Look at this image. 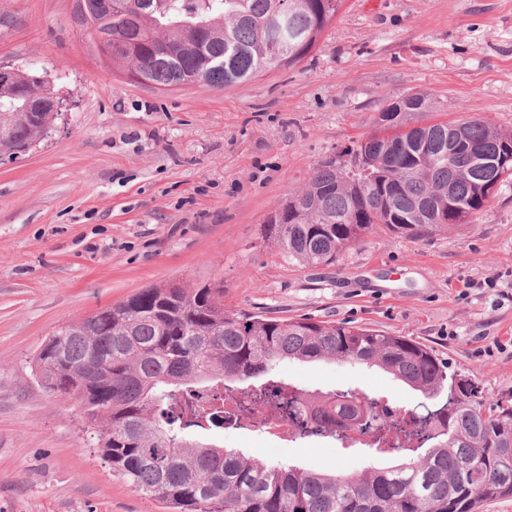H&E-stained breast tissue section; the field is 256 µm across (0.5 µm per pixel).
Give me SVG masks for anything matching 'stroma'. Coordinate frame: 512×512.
<instances>
[{
	"instance_id": "stroma-1",
	"label": "stroma",
	"mask_w": 512,
	"mask_h": 512,
	"mask_svg": "<svg viewBox=\"0 0 512 512\" xmlns=\"http://www.w3.org/2000/svg\"><path fill=\"white\" fill-rule=\"evenodd\" d=\"M0 65L47 73L62 102L48 135L0 164V512H168L113 473L75 401L32 371L58 328L150 285L220 278L228 307L406 336L488 398L512 394V181L470 223L416 241L380 230L332 266L286 263L261 239L318 162L378 131L399 95L430 96L421 123L487 115L512 129V0H345L297 66L165 92L113 73L75 0H0ZM280 372L395 409L424 401L344 362ZM209 439L326 473L395 460L250 425Z\"/></svg>"
}]
</instances>
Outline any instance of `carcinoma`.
Returning a JSON list of instances; mask_svg holds the SVG:
<instances>
[{
  "label": "carcinoma",
  "mask_w": 512,
  "mask_h": 512,
  "mask_svg": "<svg viewBox=\"0 0 512 512\" xmlns=\"http://www.w3.org/2000/svg\"><path fill=\"white\" fill-rule=\"evenodd\" d=\"M344 0H76L112 70L159 91L229 89L292 68L315 48ZM53 93L34 70L0 79V157L16 158L58 116L35 112ZM423 93L380 111L381 131L321 161L271 213L262 240L301 266L333 265L377 227L410 239L466 224L512 180V130L489 117L413 122ZM371 174L352 170L353 154ZM338 360L392 375L425 399L436 432L405 459L348 474L270 463L202 441L224 428V387L286 362ZM49 393L75 400L97 426L102 457L135 490L173 512H478L512 496V397L491 401L424 344L363 325L283 319L224 307V281L144 288L56 330L34 359ZM281 404L299 391L269 380Z\"/></svg>",
  "instance_id": "carcinoma-1"
}]
</instances>
